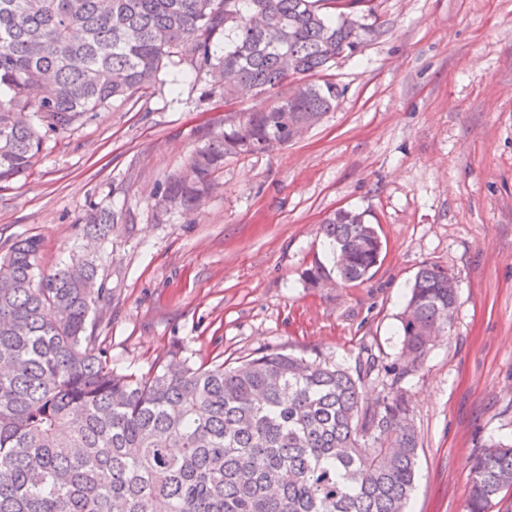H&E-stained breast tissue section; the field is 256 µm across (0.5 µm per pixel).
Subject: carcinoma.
<instances>
[{"label": "carcinoma", "mask_w": 512, "mask_h": 512, "mask_svg": "<svg viewBox=\"0 0 512 512\" xmlns=\"http://www.w3.org/2000/svg\"><path fill=\"white\" fill-rule=\"evenodd\" d=\"M370 0H0V185L31 173L45 139L115 102H137L169 68L217 78L224 102L278 94L208 139L171 176L157 206L191 209L229 155L286 145L343 96L328 70L363 51ZM224 51H217L219 43ZM117 214L81 219L87 246ZM342 283L380 257L365 212L320 225ZM41 241L0 256V512H407L419 435L401 380L448 329L449 270L424 265L399 322L400 359L380 400L355 372L280 351L201 365L172 356L120 375L89 330L105 299L96 260L36 274ZM319 261L311 286L330 278ZM512 488V442L472 466L467 512H491Z\"/></svg>", "instance_id": "cac0c4a2"}]
</instances>
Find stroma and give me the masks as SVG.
I'll use <instances>...</instances> for the list:
<instances>
[{"label":"stroma","mask_w":512,"mask_h":512,"mask_svg":"<svg viewBox=\"0 0 512 512\" xmlns=\"http://www.w3.org/2000/svg\"><path fill=\"white\" fill-rule=\"evenodd\" d=\"M373 6L376 34L332 68L336 110L295 142L226 158L193 210L157 212L159 188L225 114L268 97L224 104L183 64L48 137L32 174L0 186V255L39 237L53 273L82 246V217L116 212L95 334L137 374L265 351L391 366L418 269H449L453 324L402 381L421 437L409 512H466L474 461L512 440V0ZM342 206L375 222L379 262L361 283L311 287L305 270L332 262L320 226Z\"/></svg>","instance_id":"1"}]
</instances>
